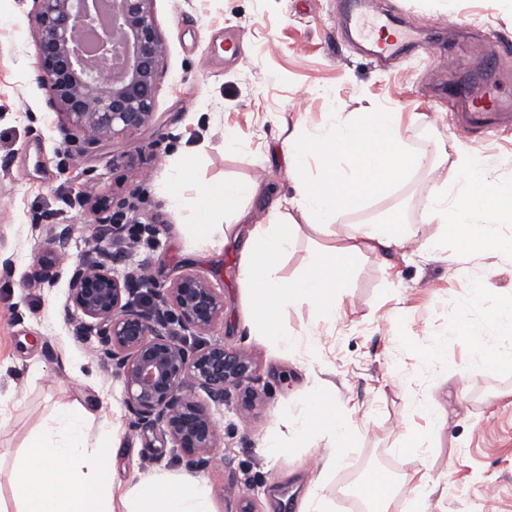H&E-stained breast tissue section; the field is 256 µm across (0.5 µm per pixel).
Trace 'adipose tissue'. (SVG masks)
Wrapping results in <instances>:
<instances>
[{
  "mask_svg": "<svg viewBox=\"0 0 512 512\" xmlns=\"http://www.w3.org/2000/svg\"><path fill=\"white\" fill-rule=\"evenodd\" d=\"M454 167L457 189L449 190L447 178L435 181L424 223L441 225L443 234L464 248L511 255L512 238L502 237L497 225L512 222V182L497 181L488 162L466 153L458 155ZM190 185L195 192L188 199L184 191ZM262 191L263 185L258 180L196 186L188 167L180 166L173 175L170 197L175 205L188 206L186 225L202 241H228L233 226L246 225L240 277L251 293L254 326L273 337L281 347L288 348L295 346L296 341L279 331L281 311L307 303L319 317L335 318L336 294L343 286L355 247L361 245L381 252L401 246L407 229L396 215L387 223L368 225L357 242L341 241L330 258L315 259L311 272L288 284L276 277L275 262L290 247V236L277 222L252 223L249 212L241 207L243 200ZM490 325L501 341L500 347H477L469 358L470 364L492 370L504 365L512 367V305L501 308Z\"/></svg>",
  "mask_w": 512,
  "mask_h": 512,
  "instance_id": "1",
  "label": "adipose tissue"
}]
</instances>
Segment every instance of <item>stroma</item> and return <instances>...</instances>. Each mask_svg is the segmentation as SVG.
<instances>
[{"label":"stroma","instance_id":"stroma-1","mask_svg":"<svg viewBox=\"0 0 512 512\" xmlns=\"http://www.w3.org/2000/svg\"><path fill=\"white\" fill-rule=\"evenodd\" d=\"M342 0H154L166 56L152 122L118 141L81 150L65 145L58 117L36 81V43L20 0H0V504L18 512L10 475L40 425L60 408L85 410L83 438L112 437L114 494L148 479L191 481L192 471L158 431L137 426L123 401L122 379L94 352L68 285L39 283L40 260L63 266L94 260L96 224L89 200L125 198L126 217L150 224L156 244L111 263L117 276L147 262L157 283L187 272L205 277L224 299L208 342L252 357L258 394L248 419L230 392L214 409L221 442L204 477L211 512H239L254 491L257 512H300L317 487L323 512H352L349 486L380 472L400 484L390 512H408L409 493L436 485L427 512H482V491L496 482L494 512H512V371L462 366L475 347L495 346L489 314L512 303V255L462 250L423 223L432 173L441 158L465 150L495 162L492 175L512 182V128H462L444 103L449 79L434 65L400 55L378 64L364 42L340 30ZM379 12L408 30L426 18L422 38L452 52L472 77L489 55L484 39L512 42V0H377ZM234 39L235 53L224 50ZM307 92L306 111L292 107ZM400 115L407 147L428 164L397 189L316 227L289 203L294 188L282 146L291 134H317L332 113L350 118L374 109ZM240 146H224L225 134ZM187 164L198 183L258 179L268 196L247 202L254 222L278 218L294 239L275 275L291 283L338 237L397 214L437 252L410 247L352 255L335 318L309 305L284 308L280 329L296 340L277 346L250 323L252 303L239 277L235 244L204 243L183 229L187 212L165 188ZM485 301L469 305L473 286ZM471 335L453 336L460 320ZM435 336L446 350L426 359ZM329 404L349 432L333 462L331 432L297 428L300 411ZM421 446L419 455L408 445Z\"/></svg>","mask_w":512,"mask_h":512}]
</instances>
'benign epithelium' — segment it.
Returning <instances> with one entry per match:
<instances>
[{"mask_svg":"<svg viewBox=\"0 0 512 512\" xmlns=\"http://www.w3.org/2000/svg\"><path fill=\"white\" fill-rule=\"evenodd\" d=\"M31 2L37 82L47 91L67 140L90 147L118 140L154 116L166 47L154 0H21ZM93 36L92 43L85 35ZM125 201L103 196L91 204L97 222L116 224ZM98 260L68 268L43 263L37 280L67 277L68 306L84 318L96 353L117 369L123 400L138 423L159 429L179 449L186 467L202 470L218 447L210 406L255 373L250 357L222 343L199 344L221 319L224 300L204 277L187 272L168 286L134 298L136 276L120 278L109 266L110 242L95 239ZM177 324L187 337L167 331Z\"/></svg>","mask_w":512,"mask_h":512,"instance_id":"benign-epithelium-1","label":"benign epithelium"}]
</instances>
